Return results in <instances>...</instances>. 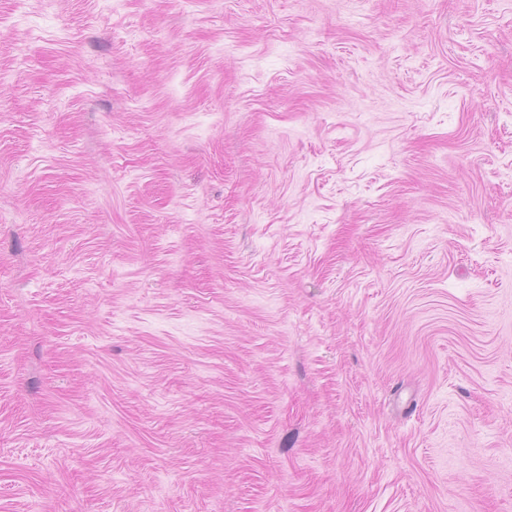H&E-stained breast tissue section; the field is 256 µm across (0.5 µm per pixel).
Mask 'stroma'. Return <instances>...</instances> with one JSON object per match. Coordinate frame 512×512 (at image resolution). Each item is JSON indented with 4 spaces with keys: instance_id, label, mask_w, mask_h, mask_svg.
Returning a JSON list of instances; mask_svg holds the SVG:
<instances>
[{
    "instance_id": "obj_1",
    "label": "stroma",
    "mask_w": 512,
    "mask_h": 512,
    "mask_svg": "<svg viewBox=\"0 0 512 512\" xmlns=\"http://www.w3.org/2000/svg\"><path fill=\"white\" fill-rule=\"evenodd\" d=\"M0 512H512V0H0Z\"/></svg>"
}]
</instances>
